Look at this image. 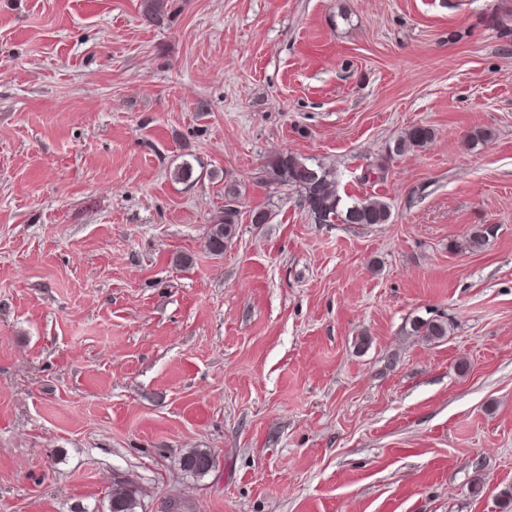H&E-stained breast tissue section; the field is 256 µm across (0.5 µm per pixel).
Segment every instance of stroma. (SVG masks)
I'll return each mask as SVG.
<instances>
[{
	"label": "stroma",
	"mask_w": 512,
	"mask_h": 512,
	"mask_svg": "<svg viewBox=\"0 0 512 512\" xmlns=\"http://www.w3.org/2000/svg\"><path fill=\"white\" fill-rule=\"evenodd\" d=\"M174 3L0 0V512L125 479L145 512H512L501 0ZM284 152L391 223H313L263 179ZM143 5L142 15L149 23L161 24L166 18L170 20L177 14L173 0H144ZM434 137L433 129L425 125H414L407 128L393 144L387 147L388 154L397 156L405 153L411 148H422ZM239 198L237 190L231 187L224 190V201H227L228 205L224 204L218 215L214 217L212 224L208 225L206 247L214 255L223 254L224 248L231 244L238 234ZM411 330L428 341L442 340L448 335V322L441 318L417 320L413 322ZM215 464L214 455L207 448H194L180 459L181 469L197 477L207 474Z\"/></svg>",
	"instance_id": "35a3bbf8"
}]
</instances>
